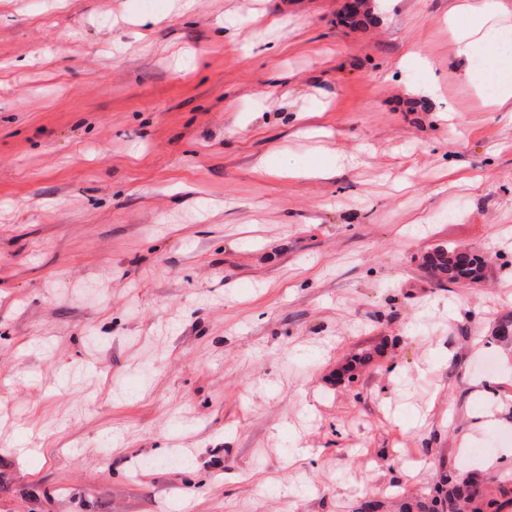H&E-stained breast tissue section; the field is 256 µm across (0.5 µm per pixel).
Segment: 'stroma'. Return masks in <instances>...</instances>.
<instances>
[{
	"instance_id": "obj_1",
	"label": "stroma",
	"mask_w": 512,
	"mask_h": 512,
	"mask_svg": "<svg viewBox=\"0 0 512 512\" xmlns=\"http://www.w3.org/2000/svg\"><path fill=\"white\" fill-rule=\"evenodd\" d=\"M452 2L0 0V512L502 477L512 123L451 64ZM438 244L481 285L432 278Z\"/></svg>"
}]
</instances>
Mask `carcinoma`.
I'll return each instance as SVG.
<instances>
[{"label":"carcinoma","mask_w":512,"mask_h":512,"mask_svg":"<svg viewBox=\"0 0 512 512\" xmlns=\"http://www.w3.org/2000/svg\"><path fill=\"white\" fill-rule=\"evenodd\" d=\"M457 248L439 246L425 256L423 264L438 281L450 285L482 279L484 257L470 252L465 260H456ZM489 481L472 476L461 477L440 464L432 470L428 492L404 495L398 491L394 508L397 512H508L512 509V486L499 483L495 490Z\"/></svg>","instance_id":"obj_1"}]
</instances>
